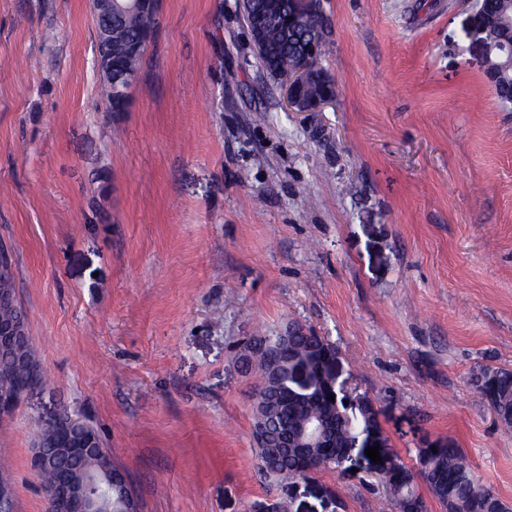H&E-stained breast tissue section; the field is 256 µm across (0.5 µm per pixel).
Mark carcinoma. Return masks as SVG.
Instances as JSON below:
<instances>
[{
	"label": "carcinoma",
	"mask_w": 512,
	"mask_h": 512,
	"mask_svg": "<svg viewBox=\"0 0 512 512\" xmlns=\"http://www.w3.org/2000/svg\"><path fill=\"white\" fill-rule=\"evenodd\" d=\"M278 4V12L267 18L265 0H252V14L249 15L251 26H256L259 21L264 26L268 48L261 47L258 52L262 63L272 73L277 71L282 57L305 55L307 42L303 34L307 29L322 28V15L315 9H310L302 22L294 26L288 23L291 0H278ZM157 25L155 15L128 13L112 16V76L100 85L101 96L107 105H112L114 98L113 78L140 69L142 56L132 48L140 44L144 33ZM312 67L313 77L301 88L302 95L313 97L333 90L334 80L322 69L319 59H312ZM499 74L502 102L512 106V67L506 62L501 63ZM276 341L274 331L252 338V356L246 360L243 371L256 370L265 375L266 364L275 355ZM22 351L27 359L25 366L11 358L0 357V393H13L28 381L37 383L42 380L31 344L24 345ZM328 353L330 345L324 338L299 325L293 326L291 353L281 358L280 376L272 385L261 381L255 395L275 401L270 412L262 413V424L272 433L285 430L298 433L306 425L321 423L327 428L334 446L309 448L302 458L293 448L287 450L275 444L259 448L258 471L263 479L282 481L331 466L340 468L366 436L380 428L377 411L371 405L352 412L346 409L343 399L329 400L331 391L320 375L321 364ZM297 369L305 375L302 384L293 379ZM474 380L497 413L500 425L511 430L512 370L481 367L474 374ZM68 435L92 437L97 452L78 459L63 456L59 459L61 468L74 475L87 468L101 470L112 464L94 427L80 413L65 412L59 421L43 420L40 423L39 437L50 448L61 447L62 439ZM383 467L397 512H427L426 499L418 487L420 483L445 512H512V506L481 483L461 449L451 444L439 446L435 452L430 448L420 450L415 467L407 466L397 453L386 449Z\"/></svg>",
	"instance_id": "cac0c4a2"
}]
</instances>
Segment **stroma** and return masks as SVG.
I'll return each instance as SVG.
<instances>
[{
    "label": "stroma",
    "instance_id": "35a3bbf8",
    "mask_svg": "<svg viewBox=\"0 0 512 512\" xmlns=\"http://www.w3.org/2000/svg\"><path fill=\"white\" fill-rule=\"evenodd\" d=\"M322 111H289L240 0H161L127 111L88 0H0V247L44 385L0 418L15 512L46 408L78 411L140 512H395L367 462L270 483L239 345L336 349L389 448H461L512 505V431L471 380L512 370V108L476 0H317ZM481 5L484 10L488 13H495L498 10L499 5L503 2L501 0H480ZM481 8L477 10V18H478V30L481 34H484V31L488 25V15ZM501 37V33L497 29H487L485 31V41L488 44L495 45L499 42ZM486 52L484 47L485 59H486V76L489 81L491 87L493 88L496 96L498 93L500 82V87L503 92L502 94V102L507 106H512V70L507 62H501L499 66V74L497 71V67L492 64L490 61L492 49L486 44Z\"/></svg>",
    "mask_w": 512,
    "mask_h": 512
}]
</instances>
